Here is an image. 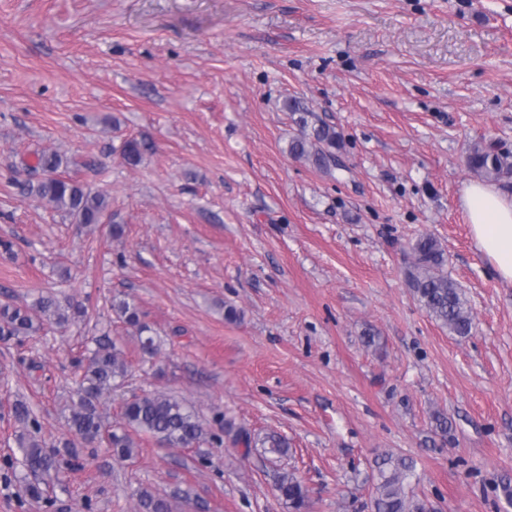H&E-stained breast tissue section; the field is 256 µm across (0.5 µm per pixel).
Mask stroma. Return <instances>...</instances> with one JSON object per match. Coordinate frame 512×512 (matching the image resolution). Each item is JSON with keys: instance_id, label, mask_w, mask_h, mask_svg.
Returning <instances> with one entry per match:
<instances>
[{"instance_id": "obj_1", "label": "stroma", "mask_w": 512, "mask_h": 512, "mask_svg": "<svg viewBox=\"0 0 512 512\" xmlns=\"http://www.w3.org/2000/svg\"><path fill=\"white\" fill-rule=\"evenodd\" d=\"M291 97L335 125L339 168L289 155ZM131 139L146 144L135 165ZM481 139L512 153V0H0V240L13 244L0 294L64 292L90 313L0 336V512H137L141 489L173 512H290L275 491L289 469L308 512H373L386 452L414 461L406 491L433 512H512L499 488L512 480V284L462 206ZM42 151L108 194L110 223H72L25 193ZM425 233L471 308L469 336L409 286ZM116 296L159 353L142 354ZM102 332L131 365L126 392L186 400L208 442L143 435L122 460L72 438L71 358ZM19 398L47 448L72 444L82 461L46 502L23 493ZM228 422L287 437L288 456L232 446ZM111 307L119 313L128 326L136 330L143 352L154 354L159 347L158 339L150 334V328L141 321L140 312L134 302L116 298L112 299Z\"/></svg>"}]
</instances>
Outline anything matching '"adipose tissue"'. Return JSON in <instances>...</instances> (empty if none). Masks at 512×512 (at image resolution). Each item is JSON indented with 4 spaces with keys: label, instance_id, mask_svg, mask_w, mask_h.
<instances>
[{
    "label": "adipose tissue",
    "instance_id": "1",
    "mask_svg": "<svg viewBox=\"0 0 512 512\" xmlns=\"http://www.w3.org/2000/svg\"><path fill=\"white\" fill-rule=\"evenodd\" d=\"M462 202L478 249L496 276L512 284V200L491 186L472 183L465 187Z\"/></svg>",
    "mask_w": 512,
    "mask_h": 512
}]
</instances>
